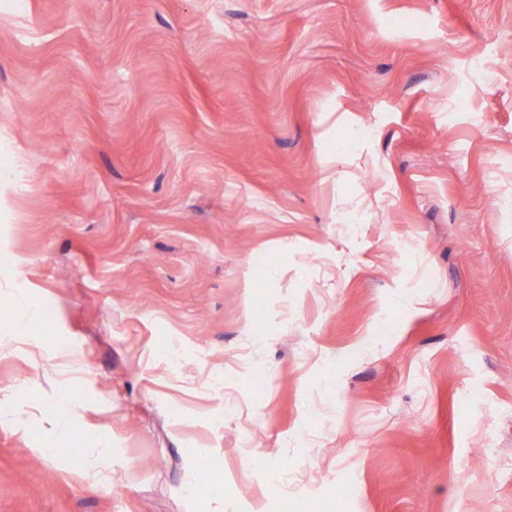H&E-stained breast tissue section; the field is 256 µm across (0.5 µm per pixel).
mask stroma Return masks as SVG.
Here are the masks:
<instances>
[{
  "instance_id": "1",
  "label": "stroma",
  "mask_w": 512,
  "mask_h": 512,
  "mask_svg": "<svg viewBox=\"0 0 512 512\" xmlns=\"http://www.w3.org/2000/svg\"><path fill=\"white\" fill-rule=\"evenodd\" d=\"M0 248V512H512V0H0ZM9 298L22 317L19 322L10 321L1 324V353L8 351L13 342L23 337L26 330L38 320L39 316L37 302L22 288L14 289ZM62 407L61 412H55V418L51 422L52 429L59 436L58 438L69 435L75 427L82 425L84 420L81 406L73 400ZM98 447L78 462L77 469L95 485L105 469L112 470V439L108 433L100 432L96 436Z\"/></svg>"
}]
</instances>
